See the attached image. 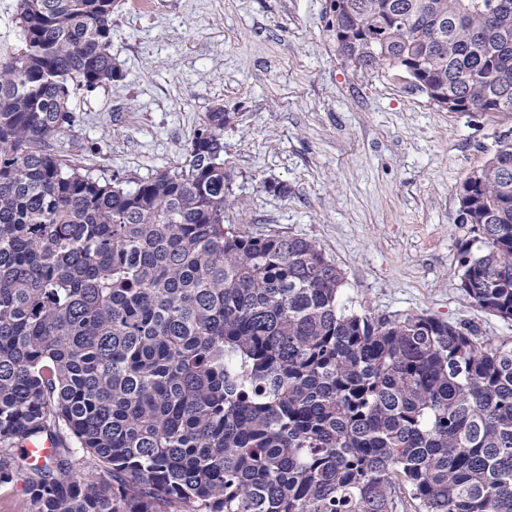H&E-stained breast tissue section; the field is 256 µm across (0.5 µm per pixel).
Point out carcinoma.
I'll list each match as a JSON object with an SVG mask.
<instances>
[{"label":"carcinoma","instance_id":"cac0c4a2","mask_svg":"<svg viewBox=\"0 0 512 512\" xmlns=\"http://www.w3.org/2000/svg\"><path fill=\"white\" fill-rule=\"evenodd\" d=\"M117 2L18 0L0 61V485L25 467L23 512H512V340L352 311L315 242L224 224V108L133 189L44 150L122 78ZM326 14L355 69L512 114V0ZM456 214L464 298L512 320V131Z\"/></svg>","mask_w":512,"mask_h":512}]
</instances>
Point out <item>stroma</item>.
<instances>
[{"label":"stroma","instance_id":"1","mask_svg":"<svg viewBox=\"0 0 512 512\" xmlns=\"http://www.w3.org/2000/svg\"><path fill=\"white\" fill-rule=\"evenodd\" d=\"M327 6L121 0L111 53L123 78L78 97L51 148L93 175L141 182L182 163L205 113L223 106L225 223L316 242L343 270L352 310L512 337L511 320L464 299L468 229L454 221L464 179L512 116L442 111L399 77L354 70L325 30Z\"/></svg>","mask_w":512,"mask_h":512}]
</instances>
